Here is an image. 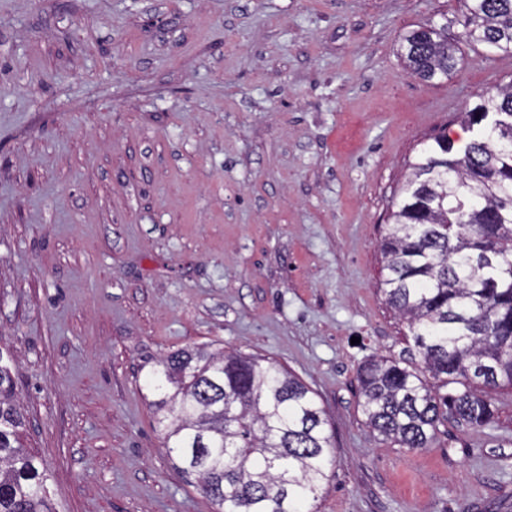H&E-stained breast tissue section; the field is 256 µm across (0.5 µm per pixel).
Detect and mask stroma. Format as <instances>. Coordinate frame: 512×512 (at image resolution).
Returning <instances> with one entry per match:
<instances>
[{
  "instance_id": "35a3bbf8",
  "label": "stroma",
  "mask_w": 512,
  "mask_h": 512,
  "mask_svg": "<svg viewBox=\"0 0 512 512\" xmlns=\"http://www.w3.org/2000/svg\"><path fill=\"white\" fill-rule=\"evenodd\" d=\"M457 0H0V344L59 512H211L145 378L186 347L269 358L325 409L318 512H512V391L409 450L356 380L408 329L383 226L408 163L512 81L463 46L442 83L402 36Z\"/></svg>"
}]
</instances>
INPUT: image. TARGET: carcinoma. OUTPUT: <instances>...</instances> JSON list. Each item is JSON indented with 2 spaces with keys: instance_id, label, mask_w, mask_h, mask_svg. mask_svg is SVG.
Returning a JSON list of instances; mask_svg holds the SVG:
<instances>
[{
  "instance_id": "carcinoma-1",
  "label": "carcinoma",
  "mask_w": 512,
  "mask_h": 512,
  "mask_svg": "<svg viewBox=\"0 0 512 512\" xmlns=\"http://www.w3.org/2000/svg\"><path fill=\"white\" fill-rule=\"evenodd\" d=\"M462 42L512 54V0H460ZM401 57L420 79L448 77L458 44L431 20L407 32ZM410 175L381 240L386 302L413 347L357 369L365 424L400 448L429 447L439 424L490 425L512 390V82L477 96ZM164 447L213 512H303L337 462L311 390L275 363L203 348L170 352L148 379ZM27 417L0 351V512H57L49 474L23 434Z\"/></svg>"
}]
</instances>
